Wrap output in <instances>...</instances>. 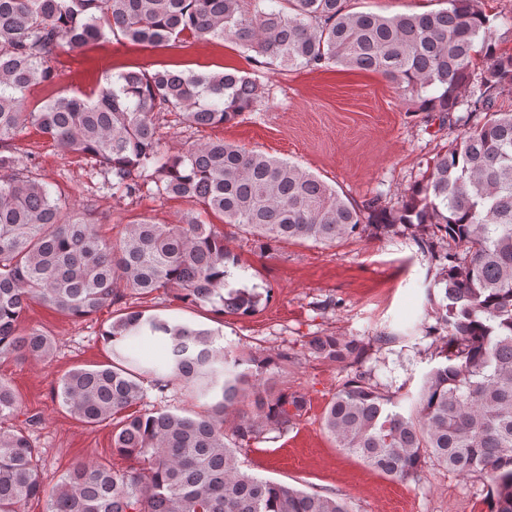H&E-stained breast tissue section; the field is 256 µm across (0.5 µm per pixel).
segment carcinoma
<instances>
[{
  "instance_id": "cac0c4a2",
  "label": "carcinoma",
  "mask_w": 512,
  "mask_h": 512,
  "mask_svg": "<svg viewBox=\"0 0 512 512\" xmlns=\"http://www.w3.org/2000/svg\"><path fill=\"white\" fill-rule=\"evenodd\" d=\"M512 16H489L478 0L384 15L347 0H0V359L46 358L55 339L21 327L33 303L92 317L131 290L175 292L191 305L249 316L272 300L242 282L245 270L210 214L253 238L260 252L290 240L330 245L372 226L404 228L430 254L433 313L442 361L423 377L408 411L379 378L358 369L326 404L324 430L337 447L398 480L425 459L490 488L488 512H512V54L496 34ZM112 36L147 47L183 38L229 39L248 67L207 74L163 69L112 75L95 95L59 94L29 111L26 92L50 84L57 49ZM483 55L486 67L474 73ZM373 71L411 94L413 111L436 112L463 137L433 159L401 205L376 196L359 205L295 163L223 140L178 155L160 143L153 114L190 127L230 123L264 98L262 70ZM36 127L64 154L90 164L112 194L184 198L198 206L179 224L141 217L118 243L96 215L68 208L26 173L11 142ZM112 362L76 367L57 381L60 405L81 422L110 421L112 451L140 468L78 462L52 488L40 479L39 449L20 428V402L0 380V512L47 498V512H351L340 498L307 492L241 469L237 450L306 411L305 394L281 388L295 362L286 349L236 354L209 329L125 307L102 333ZM145 338L164 355L142 361ZM363 340L337 334L307 342L315 358L352 367ZM205 401L200 413L131 411L145 381L173 380ZM249 403L250 410L241 409Z\"/></svg>"
}]
</instances>
